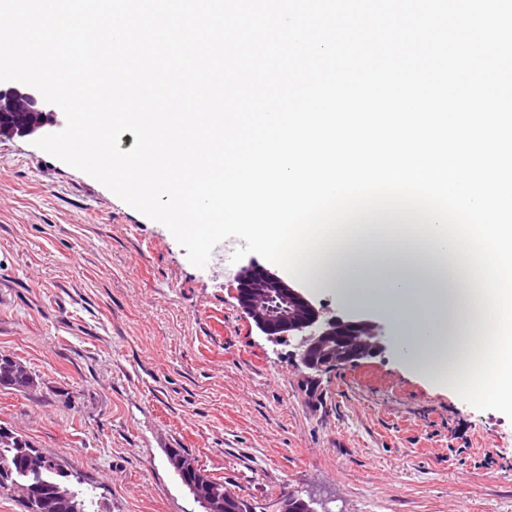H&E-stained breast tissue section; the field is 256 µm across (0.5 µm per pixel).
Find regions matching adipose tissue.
<instances>
[{"label":"adipose tissue","instance_id":"obj_1","mask_svg":"<svg viewBox=\"0 0 512 512\" xmlns=\"http://www.w3.org/2000/svg\"><path fill=\"white\" fill-rule=\"evenodd\" d=\"M310 287L336 293L348 308L390 315L397 339L422 373H435L469 338L481 352L487 306L466 257L419 221L383 216L338 230L299 271Z\"/></svg>","mask_w":512,"mask_h":512}]
</instances>
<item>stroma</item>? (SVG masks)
<instances>
[{
    "instance_id": "35a3bbf8",
    "label": "stroma",
    "mask_w": 512,
    "mask_h": 512,
    "mask_svg": "<svg viewBox=\"0 0 512 512\" xmlns=\"http://www.w3.org/2000/svg\"><path fill=\"white\" fill-rule=\"evenodd\" d=\"M35 136L0 135V353L39 385L0 389V426L77 469L99 512H203L168 451L278 512H512V420L414 371L392 318L308 289L322 318L368 317L386 347L304 381L296 342L242 310L250 253L205 267L163 224Z\"/></svg>"
}]
</instances>
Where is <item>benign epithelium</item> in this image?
Segmentation results:
<instances>
[{
	"label": "benign epithelium",
	"instance_id": "obj_1",
	"mask_svg": "<svg viewBox=\"0 0 512 512\" xmlns=\"http://www.w3.org/2000/svg\"><path fill=\"white\" fill-rule=\"evenodd\" d=\"M4 93L26 99L34 115L15 134L41 135L58 125L52 114L40 108L38 98L30 88L10 87ZM272 295L288 303L287 311L276 318L270 316L265 304ZM237 299L241 308L266 336L272 339L287 333L296 336L300 361L304 368L314 373L358 362L383 348V328L377 321L370 318L344 321L333 317L322 323L315 306L299 289L260 265H250L243 271L237 288ZM183 480L184 485L204 506L205 512H231V493L226 491L222 496L215 492L204 493L199 489V479L191 474L185 475ZM41 491V480L36 473L32 474L28 482L13 487L14 495L28 504Z\"/></svg>",
	"mask_w": 512,
	"mask_h": 512
}]
</instances>
